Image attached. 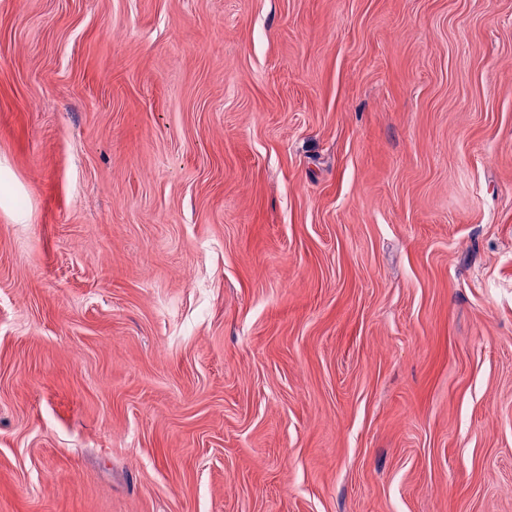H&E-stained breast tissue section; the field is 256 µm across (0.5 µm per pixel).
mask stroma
<instances>
[{
	"label": "stroma",
	"instance_id": "35a3bbf8",
	"mask_svg": "<svg viewBox=\"0 0 512 512\" xmlns=\"http://www.w3.org/2000/svg\"><path fill=\"white\" fill-rule=\"evenodd\" d=\"M0 512H512V0H0Z\"/></svg>",
	"mask_w": 512,
	"mask_h": 512
}]
</instances>
